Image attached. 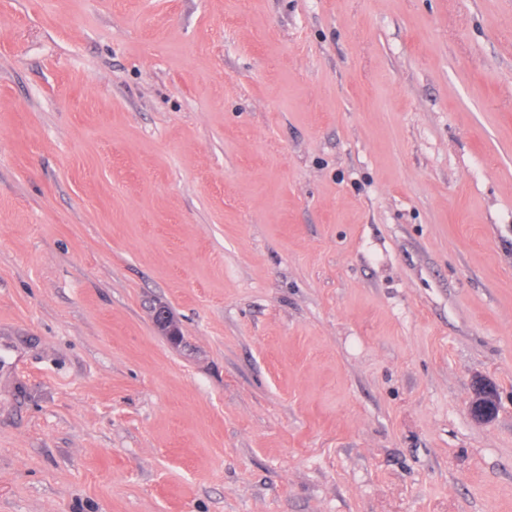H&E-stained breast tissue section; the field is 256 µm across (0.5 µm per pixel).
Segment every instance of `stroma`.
Instances as JSON below:
<instances>
[{
  "label": "stroma",
  "mask_w": 512,
  "mask_h": 512,
  "mask_svg": "<svg viewBox=\"0 0 512 512\" xmlns=\"http://www.w3.org/2000/svg\"><path fill=\"white\" fill-rule=\"evenodd\" d=\"M0 512H512V0H0ZM496 401L497 397L493 387L486 383H479L469 406L474 421L478 424L490 423L489 421L496 412L494 408Z\"/></svg>",
  "instance_id": "35a3bbf8"
}]
</instances>
